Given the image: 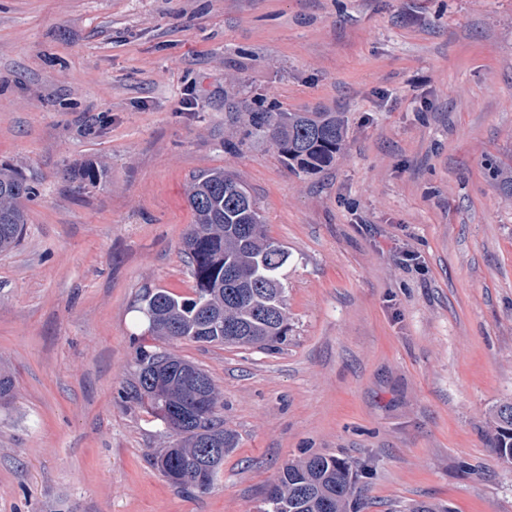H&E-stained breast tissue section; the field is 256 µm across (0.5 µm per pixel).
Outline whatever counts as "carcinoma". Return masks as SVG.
<instances>
[{
  "instance_id": "carcinoma-1",
  "label": "carcinoma",
  "mask_w": 512,
  "mask_h": 512,
  "mask_svg": "<svg viewBox=\"0 0 512 512\" xmlns=\"http://www.w3.org/2000/svg\"><path fill=\"white\" fill-rule=\"evenodd\" d=\"M255 129L266 134L288 166L315 173L336 158L346 135L340 112L249 113ZM32 187L10 170L0 169V253L19 243ZM194 224L184 237V253L195 280L193 295L147 288L139 312L153 336L196 343L266 349L288 336L287 288L281 270L288 251L271 240L247 188L224 172L198 175L188 191ZM138 374L132 398L151 413L158 410L148 376L159 373L167 386L168 426L176 442L161 450L156 465L181 488L207 490L234 447V435L217 416L218 394L211 377L193 363L162 351L137 352ZM203 379L211 398L206 414L195 415L196 385ZM499 458L512 460V403L493 413ZM276 496L265 512H348L355 493L352 465L315 454L285 465L272 485Z\"/></svg>"
}]
</instances>
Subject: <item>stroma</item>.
Segmentation results:
<instances>
[{"label":"stroma","mask_w":512,"mask_h":512,"mask_svg":"<svg viewBox=\"0 0 512 512\" xmlns=\"http://www.w3.org/2000/svg\"><path fill=\"white\" fill-rule=\"evenodd\" d=\"M345 113L294 171L255 103ZM101 172L90 184L77 172ZM512 0H0V167L35 188L0 254V512H260L282 467L349 461L361 512H512ZM222 169L287 250L277 347L150 335L188 296L193 176ZM206 371L235 446L206 491L126 392L138 349ZM496 451L500 459L512 460V403L500 404L493 413Z\"/></svg>","instance_id":"stroma-1"}]
</instances>
